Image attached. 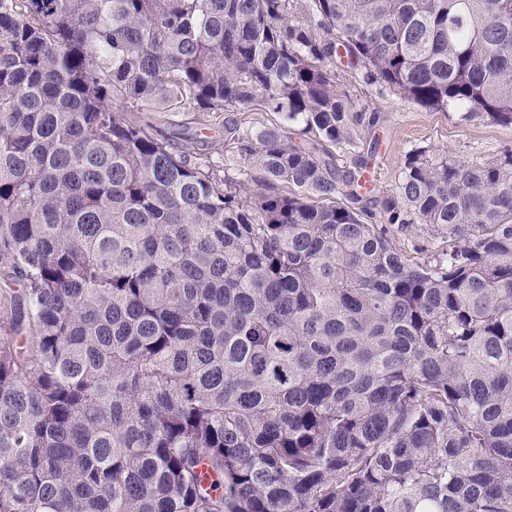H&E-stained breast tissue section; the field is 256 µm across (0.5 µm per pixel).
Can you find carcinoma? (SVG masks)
<instances>
[{
	"instance_id": "cac0c4a2",
	"label": "carcinoma",
	"mask_w": 512,
	"mask_h": 512,
	"mask_svg": "<svg viewBox=\"0 0 512 512\" xmlns=\"http://www.w3.org/2000/svg\"><path fill=\"white\" fill-rule=\"evenodd\" d=\"M338 58L512 125V0H0V512H512V151L357 206ZM146 116L153 118L159 131V138L168 140L174 150H183L181 147L184 144L188 151L208 155L223 170L221 176H224V167L226 175L235 174L237 163L232 158L224 156V132L219 134L214 130H200L196 113H148ZM182 133L192 139L183 140ZM387 235L402 250L424 260L433 261L442 245L441 234L426 224H385ZM422 253L416 254L415 250Z\"/></svg>"
}]
</instances>
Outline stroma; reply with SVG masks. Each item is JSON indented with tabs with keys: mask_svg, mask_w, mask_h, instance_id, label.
<instances>
[{
	"mask_svg": "<svg viewBox=\"0 0 512 512\" xmlns=\"http://www.w3.org/2000/svg\"><path fill=\"white\" fill-rule=\"evenodd\" d=\"M331 70L338 89L347 92L357 108L377 115L375 127H356L351 143L333 149L334 154L350 165L369 141H377V155L370 165L376 174L373 197L394 191L409 150L425 147L436 158L445 155L472 162L512 149V125H498L480 117L463 121L455 112L432 111L392 93L378 94L375 87L360 82L344 64H332ZM153 120L160 137L168 140L174 149L208 155L224 167L226 174H234L237 164L224 156L223 135L199 129L196 113H157ZM387 235L398 248L409 253L420 252L428 261L433 260L442 245L440 234L426 224H391Z\"/></svg>",
	"mask_w": 512,
	"mask_h": 512,
	"instance_id": "1",
	"label": "stroma"
}]
</instances>
